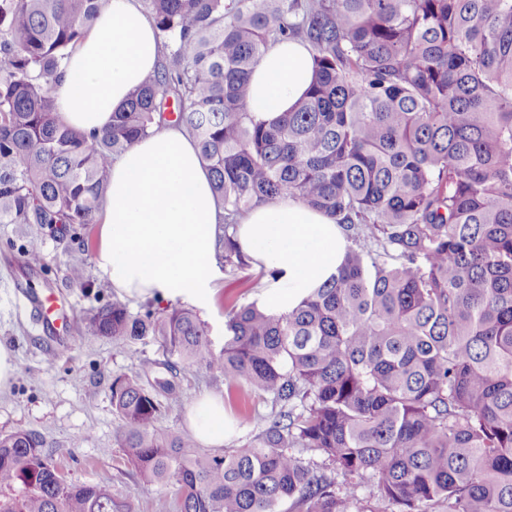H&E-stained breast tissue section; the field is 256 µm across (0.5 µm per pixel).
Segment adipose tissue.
Returning <instances> with one entry per match:
<instances>
[{"label": "adipose tissue", "mask_w": 512, "mask_h": 512, "mask_svg": "<svg viewBox=\"0 0 512 512\" xmlns=\"http://www.w3.org/2000/svg\"><path fill=\"white\" fill-rule=\"evenodd\" d=\"M162 51L139 0H108L92 31L52 85L62 121L89 135L112 123L130 94L158 69ZM312 80V57L297 41L270 46L251 78L250 110L271 121L291 110ZM220 211L194 142L166 127L117 157L101 214L97 266L122 296L205 302L217 272ZM242 251L269 277L259 306L293 310L337 275L348 243L335 219L285 196L250 211L238 227ZM187 421L205 447L234 427L218 396L199 399Z\"/></svg>", "instance_id": "adipose-tissue-1"}]
</instances>
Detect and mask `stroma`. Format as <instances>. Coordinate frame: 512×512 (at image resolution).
Returning <instances> with one entry per match:
<instances>
[{
	"instance_id": "35a3bbf8",
	"label": "stroma",
	"mask_w": 512,
	"mask_h": 512,
	"mask_svg": "<svg viewBox=\"0 0 512 512\" xmlns=\"http://www.w3.org/2000/svg\"><path fill=\"white\" fill-rule=\"evenodd\" d=\"M29 231L25 224H0V345L13 352L16 364L9 388L0 391V434L37 432L67 482L110 487L130 500L132 512H160L155 488L142 484L113 441L111 387L117 374L161 370L168 356L149 339L121 343L83 334L87 313L118 297L96 265L98 225L75 226L72 239L45 234L43 258L34 267L24 264L18 250ZM78 260L86 266L91 287H79L69 279V268ZM263 278V271L252 266L232 273L218 271L209 301L194 304V311L211 328L214 347L224 343L226 311L252 303ZM27 292H50L68 305V348L61 356L49 358L50 331L25 305ZM182 387V401L162 412L158 428L188 432V409L203 395H217L235 422L226 444L237 448L259 432L262 417L271 413L270 403L258 398L253 402L255 418H242L237 390L217 371L186 372Z\"/></svg>"
}]
</instances>
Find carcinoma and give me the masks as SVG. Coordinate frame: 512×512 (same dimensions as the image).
Wrapping results in <instances>:
<instances>
[{"mask_svg":"<svg viewBox=\"0 0 512 512\" xmlns=\"http://www.w3.org/2000/svg\"><path fill=\"white\" fill-rule=\"evenodd\" d=\"M143 2L161 68L88 138L51 84L103 0H0V224L97 223L112 160L170 123L211 173L226 271L249 263L241 219L282 196L336 217L348 250L293 311L230 310L218 350L189 308L89 313L90 336L151 338L272 403L214 454L155 426L183 397L175 366L115 376L113 438L140 481L178 512H512V0ZM288 39L313 80L266 123L249 80ZM20 251L38 265L43 240ZM45 448L0 435V512H131Z\"/></svg>","mask_w":512,"mask_h":512,"instance_id":"cac0c4a2","label":"carcinoma"}]
</instances>
